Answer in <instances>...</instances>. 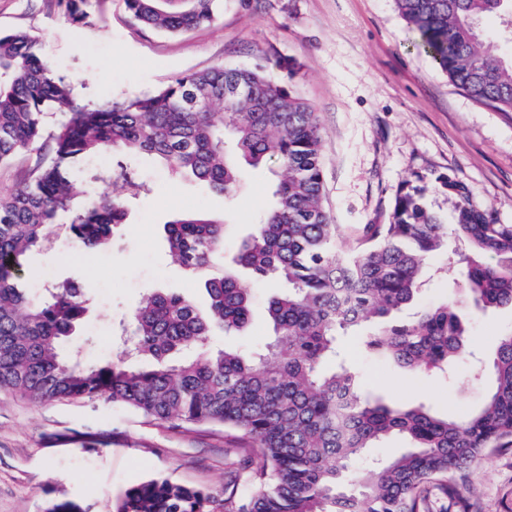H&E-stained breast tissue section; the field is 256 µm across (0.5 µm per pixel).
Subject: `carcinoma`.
<instances>
[{"instance_id": "carcinoma-1", "label": "carcinoma", "mask_w": 512, "mask_h": 512, "mask_svg": "<svg viewBox=\"0 0 512 512\" xmlns=\"http://www.w3.org/2000/svg\"><path fill=\"white\" fill-rule=\"evenodd\" d=\"M217 0H125L133 21L171 34L209 25ZM415 46L470 98L512 112V62L494 55L480 34L490 15L512 31V0H395ZM73 23L86 24L91 0H59ZM204 93L210 105L195 103ZM62 119L46 124L48 112ZM53 157L9 197L0 199V387L31 401L95 398L122 403L158 423L224 427L247 486L225 498L169 479L129 489L116 512H428L430 489H454L488 448L512 445V334L492 349V384L478 408L439 415L421 403H386L362 393L356 374L336 362V336L380 325L367 352L412 371H445L470 354L469 322L450 298L408 321L435 253L453 239L448 272L476 310L512 308V224L475 207L451 176L403 182L387 224H367L362 239L338 248V228L323 205L322 137L317 113L267 67L220 66L181 75L152 94L81 105L67 81L24 30L0 34V164L42 139ZM154 158L176 175L206 184L228 200L239 171L278 169L271 205L221 277L208 270L224 250V225L184 213L165 225L173 260L203 281L206 311L187 297L152 291L133 310L130 352L148 368L118 361L80 366L58 352L87 313L82 289L59 284L41 297L19 287L23 259L50 236L57 212L73 210L71 232L83 248H105L126 221L128 199L93 187L139 184L129 163ZM440 187L452 222L429 208ZM288 285L270 298L272 325L261 347L212 350L210 337L236 335L250 321L253 286ZM399 437L401 456L353 468L367 449Z\"/></svg>"}]
</instances>
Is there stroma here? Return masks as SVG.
<instances>
[{
	"mask_svg": "<svg viewBox=\"0 0 512 512\" xmlns=\"http://www.w3.org/2000/svg\"><path fill=\"white\" fill-rule=\"evenodd\" d=\"M96 13L94 23L74 24L56 0H0V33L39 36L49 61L88 104L154 92L217 66H269L278 83L316 109L325 204L343 247L356 245L365 225L388 223L403 181L416 174L450 175L469 188L474 205L512 224V113L471 99L414 49L394 0H224L216 23L176 35L132 24L124 0H99ZM49 156L41 142L0 164V199ZM134 169L145 189L130 199L127 222L108 249L78 248L69 216L61 215L27 259V287L71 281L84 289L89 313L60 351L87 365L123 357L118 323L150 291L206 307L200 281L168 255L167 221L189 211L225 221L218 276L272 200L270 175L248 169L229 204L196 180L170 177L150 157ZM282 290L257 284L249 327L213 336L212 348L263 343L271 334L267 302ZM470 324L478 359L447 376L395 368L366 351L360 331L340 337L338 359L384 398L423 403L441 415L476 408L490 385L482 366L489 342L512 331V309L472 316ZM154 478L223 493V428L161 425L105 400L35 403L0 389V512H44L63 499L85 512H113L128 489ZM431 509L512 512V447L485 452L456 493L432 495Z\"/></svg>",
	"mask_w": 512,
	"mask_h": 512,
	"instance_id": "1",
	"label": "stroma"
}]
</instances>
